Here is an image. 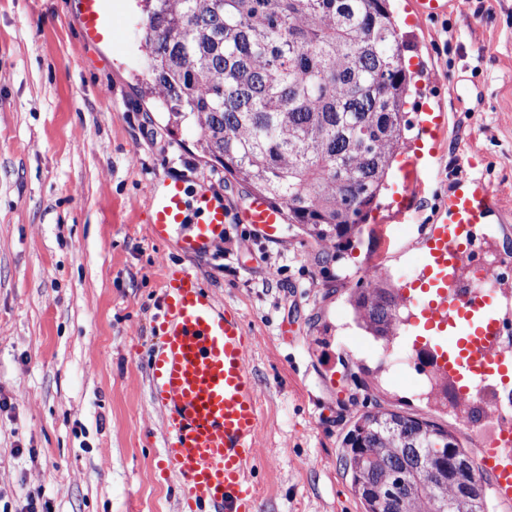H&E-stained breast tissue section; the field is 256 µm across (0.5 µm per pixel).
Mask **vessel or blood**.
Listing matches in <instances>:
<instances>
[{
	"label": "vessel or blood",
	"instance_id": "vessel-or-blood-1",
	"mask_svg": "<svg viewBox=\"0 0 512 512\" xmlns=\"http://www.w3.org/2000/svg\"><path fill=\"white\" fill-rule=\"evenodd\" d=\"M87 43L113 45L128 17L116 0H80ZM459 0H412L406 22L423 27L458 8ZM416 121L423 137L399 168L393 186L395 224L410 219L447 132L442 104L420 96ZM149 230L164 241L180 231L181 251L205 253L224 237L223 204L191 194L184 182L162 180L150 194ZM507 213L483 176H459L436 216L424 225L413 255L414 272L394 292L395 336L434 379L430 402L448 408L462 432L491 425L492 447L475 459L496 496L512 501V259L480 224L505 223ZM241 223L280 240L281 207L252 195ZM257 339L239 313L217 308L199 279L168 267L162 280L158 342L150 389L165 427L163 462L181 479L185 512H257L249 481L261 426L260 385L251 364Z\"/></svg>",
	"mask_w": 512,
	"mask_h": 512
}]
</instances>
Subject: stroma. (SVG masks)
I'll list each match as a JSON object with an SVG mask.
<instances>
[{
	"label": "stroma",
	"mask_w": 512,
	"mask_h": 512,
	"mask_svg": "<svg viewBox=\"0 0 512 512\" xmlns=\"http://www.w3.org/2000/svg\"><path fill=\"white\" fill-rule=\"evenodd\" d=\"M407 2L389 0L400 40L419 38L443 86L472 78L483 99L448 102L415 223L385 229L387 194L339 248L292 224L275 243L235 222L252 189L202 158L195 127L153 108L138 23L117 52L84 44L77 0H0V506L23 512L39 492L49 512H183L150 394L166 264L197 275L259 338V512H360L341 442L376 407L457 433L415 371L388 370L347 295L373 262L399 280L456 176L483 174L512 206V0H468L415 37ZM163 178L208 189L232 215L207 254L151 238L149 192Z\"/></svg>",
	"instance_id": "35a3bbf8"
}]
</instances>
